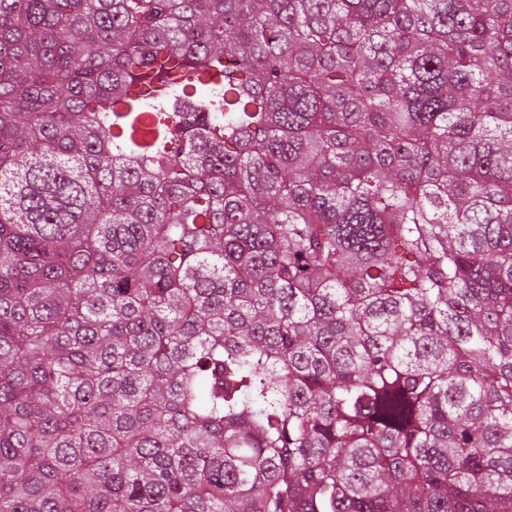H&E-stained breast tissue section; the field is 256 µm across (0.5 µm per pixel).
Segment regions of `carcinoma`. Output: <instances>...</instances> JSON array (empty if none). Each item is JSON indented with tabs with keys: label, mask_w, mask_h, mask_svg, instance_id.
Listing matches in <instances>:
<instances>
[{
	"label": "carcinoma",
	"mask_w": 512,
	"mask_h": 512,
	"mask_svg": "<svg viewBox=\"0 0 512 512\" xmlns=\"http://www.w3.org/2000/svg\"><path fill=\"white\" fill-rule=\"evenodd\" d=\"M0 512H512V0H0Z\"/></svg>",
	"instance_id": "obj_1"
}]
</instances>
